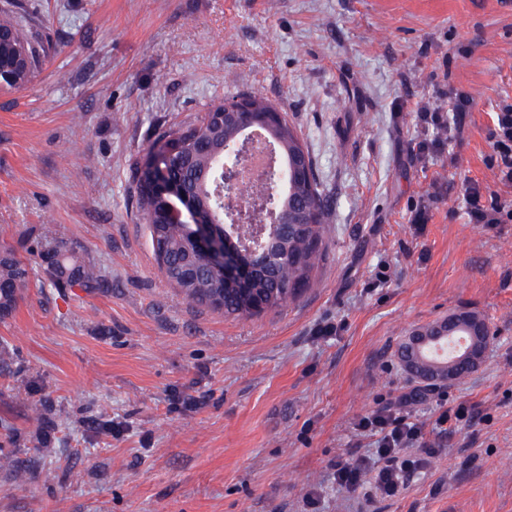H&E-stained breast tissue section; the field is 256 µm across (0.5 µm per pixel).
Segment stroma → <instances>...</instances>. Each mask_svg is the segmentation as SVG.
Instances as JSON below:
<instances>
[{"label":"stroma","mask_w":512,"mask_h":512,"mask_svg":"<svg viewBox=\"0 0 512 512\" xmlns=\"http://www.w3.org/2000/svg\"><path fill=\"white\" fill-rule=\"evenodd\" d=\"M22 3L49 56L0 87V248L30 270L0 319V451L29 478L0 468V512H512V211L473 224L463 197L497 180L512 0ZM453 89L462 121L420 117ZM242 92L303 137L330 238L313 285L254 319L176 294L130 178L156 130ZM52 238L107 288L50 284ZM461 308L489 322L481 365L415 399L398 345ZM402 395L442 454L396 496L348 493L332 462L372 455L355 423ZM442 399L468 414L437 434Z\"/></svg>","instance_id":"35a3bbf8"}]
</instances>
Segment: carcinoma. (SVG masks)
<instances>
[{
  "mask_svg": "<svg viewBox=\"0 0 512 512\" xmlns=\"http://www.w3.org/2000/svg\"><path fill=\"white\" fill-rule=\"evenodd\" d=\"M21 11L17 0L0 4V59L20 63L9 71L12 88L27 85L41 66L43 39L34 26L18 20ZM249 110L263 114L269 110L282 113L281 118L264 129L276 153V163L265 182L250 187L254 217L247 224L236 225L227 238V247L243 253L248 273L241 280H227L201 262L189 240V226L167 220L173 200L155 195L135 170L137 206L150 236L159 270L187 301L219 310L227 317L254 318L275 311L295 301L313 282L326 256V200L315 174L313 160L287 112L258 94H244ZM224 108L219 101L210 106L195 123L171 125L159 130L150 150L167 154L166 166L171 181L190 196L196 220L221 229L231 226L224 211L229 186L224 183V166L246 162L247 118L239 112H226L218 119L212 112ZM274 206L288 219L270 241L271 259L247 252L254 230L263 223L268 207ZM41 265L48 280L57 288L78 287L93 293L105 287L95 265L62 240L52 239L41 251ZM29 272L5 248L0 258V318L13 313L23 297ZM451 334L464 340L463 350L470 352L474 363L456 365L448 374L444 363L456 359L447 351L438 357L433 351H418L416 336L434 338ZM490 327L484 316L472 310H458L448 317L413 330L398 346L401 367L413 379L427 376L432 381H457L480 365Z\"/></svg>",
  "mask_w": 512,
  "mask_h": 512,
  "instance_id": "1",
  "label": "carcinoma"
}]
</instances>
